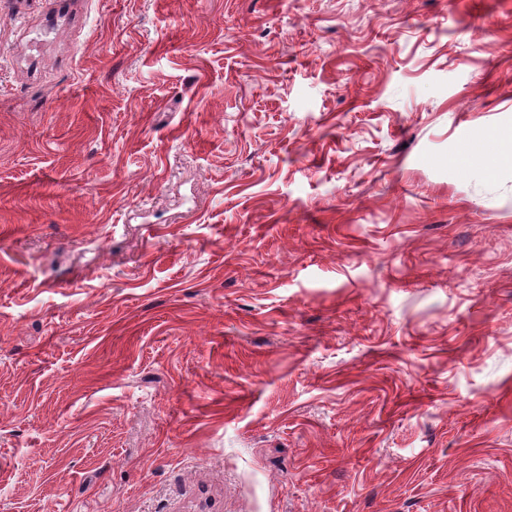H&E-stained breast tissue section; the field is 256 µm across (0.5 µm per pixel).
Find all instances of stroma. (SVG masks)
Here are the masks:
<instances>
[{"mask_svg": "<svg viewBox=\"0 0 512 512\" xmlns=\"http://www.w3.org/2000/svg\"><path fill=\"white\" fill-rule=\"evenodd\" d=\"M512 0H0V512H512Z\"/></svg>", "mask_w": 512, "mask_h": 512, "instance_id": "obj_1", "label": "stroma"}]
</instances>
